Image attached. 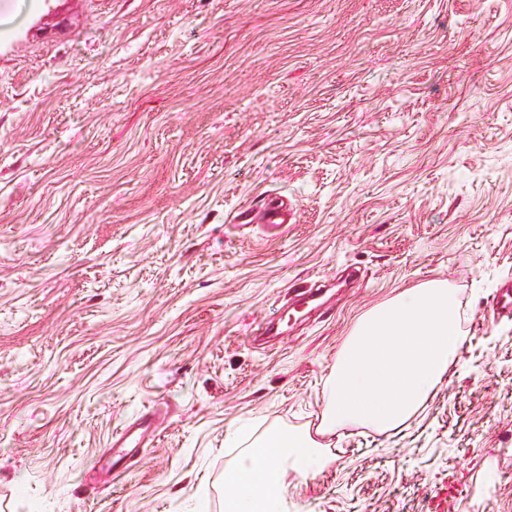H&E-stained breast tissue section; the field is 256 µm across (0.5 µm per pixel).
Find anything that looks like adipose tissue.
Instances as JSON below:
<instances>
[{
  "label": "adipose tissue",
  "instance_id": "ef3b65f1",
  "mask_svg": "<svg viewBox=\"0 0 512 512\" xmlns=\"http://www.w3.org/2000/svg\"><path fill=\"white\" fill-rule=\"evenodd\" d=\"M462 312L446 282L409 289L366 312L336 352L321 391L315 433L251 438L229 431L241 449L224 475V512H287V472L316 475L326 465L322 437L355 427L384 433L405 426L445 379L463 343Z\"/></svg>",
  "mask_w": 512,
  "mask_h": 512
}]
</instances>
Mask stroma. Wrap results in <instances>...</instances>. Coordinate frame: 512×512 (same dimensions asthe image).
<instances>
[{
	"mask_svg": "<svg viewBox=\"0 0 512 512\" xmlns=\"http://www.w3.org/2000/svg\"><path fill=\"white\" fill-rule=\"evenodd\" d=\"M429 280L445 384L288 512H512V0H43L0 38V512H224L227 429L313 430L358 317ZM150 429L151 424L146 421L129 426L118 437L112 438V448H118L117 454L126 453L127 448H140L146 438L155 436V429Z\"/></svg>",
	"mask_w": 512,
	"mask_h": 512,
	"instance_id": "1",
	"label": "stroma"
}]
</instances>
